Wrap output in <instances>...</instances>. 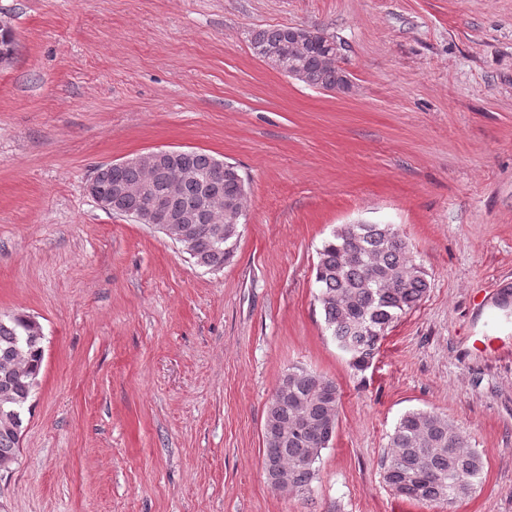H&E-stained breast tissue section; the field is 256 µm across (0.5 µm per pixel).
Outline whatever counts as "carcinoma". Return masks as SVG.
Returning <instances> with one entry per match:
<instances>
[{
  "mask_svg": "<svg viewBox=\"0 0 512 512\" xmlns=\"http://www.w3.org/2000/svg\"><path fill=\"white\" fill-rule=\"evenodd\" d=\"M250 49L258 58L278 57L285 74L289 65L297 63L298 81L309 87L334 90L346 84L343 69L325 64L327 51L322 44L296 40L287 26L254 30ZM168 166L194 173L181 181L174 194L164 173L138 166L99 167V190L108 194L116 183L150 184L153 197L164 200L174 213L194 219L187 225L194 237L189 253L194 263L223 270L234 257L239 225L245 219L246 185L236 176L237 167L195 149ZM209 194L241 209L237 220L225 217L220 224L209 223L205 216ZM315 282L326 328L357 373L370 367L391 324L416 308L430 288L425 270L391 224L337 228L318 252ZM43 339L35 318L0 315V466L10 468L16 462L28 402L42 368ZM338 400L332 380L301 366L288 368L266 410V479L284 475L295 495L304 498L310 493L316 464L336 435ZM388 448L382 461L385 483L396 495L419 503L452 505L467 498L484 471L483 456L470 448L465 432L434 411L405 412L389 435Z\"/></svg>",
  "mask_w": 512,
  "mask_h": 512,
  "instance_id": "1",
  "label": "carcinoma"
}]
</instances>
